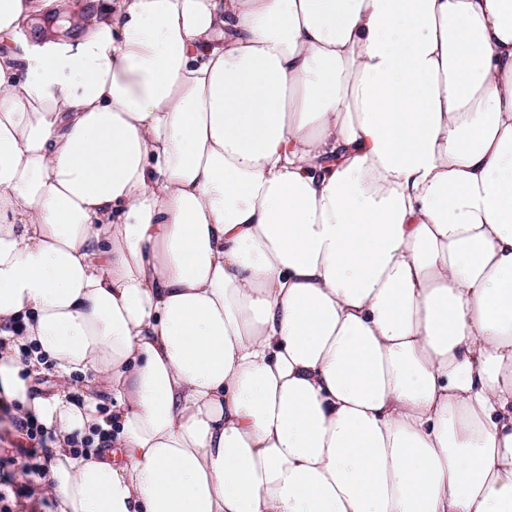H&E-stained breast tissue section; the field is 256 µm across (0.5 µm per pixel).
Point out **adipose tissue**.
Listing matches in <instances>:
<instances>
[{
  "mask_svg": "<svg viewBox=\"0 0 512 512\" xmlns=\"http://www.w3.org/2000/svg\"><path fill=\"white\" fill-rule=\"evenodd\" d=\"M55 2L0 0V400L56 512H512V0H107L8 49ZM12 410L13 406H10L5 401L0 402V420L7 419L12 427L28 440L27 454L30 452L29 457L36 458L38 451L42 453L48 452L50 443L55 441L54 435L29 416H17L12 413ZM10 424L7 421L1 422L0 457H14L18 461V468L27 461L31 464H42L41 458L37 457V459L28 460L19 453L18 448H16L17 437ZM8 430H10L9 433Z\"/></svg>",
  "mask_w": 512,
  "mask_h": 512,
  "instance_id": "obj_1",
  "label": "adipose tissue"
}]
</instances>
